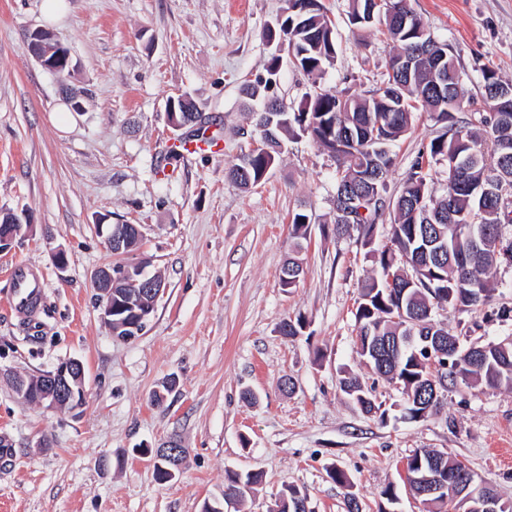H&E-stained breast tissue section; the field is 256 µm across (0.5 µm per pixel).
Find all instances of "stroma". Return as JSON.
Instances as JSON below:
<instances>
[{"label": "stroma", "mask_w": 512, "mask_h": 512, "mask_svg": "<svg viewBox=\"0 0 512 512\" xmlns=\"http://www.w3.org/2000/svg\"><path fill=\"white\" fill-rule=\"evenodd\" d=\"M62 2L65 15L48 24L43 0H0V209L29 226L0 254V365L28 375L79 359L85 399L74 412L50 409L0 380V436L12 445L0 458V512H202L229 469L260 477L239 512H274L288 486L307 492L309 512H348L351 497L360 512H383L389 486L397 512H426L403 481L408 457L423 449L462 461L512 502V387L461 384L438 413L408 421L401 388L358 355L359 289L377 268L357 234L329 229L335 160L298 136L257 185L226 177L255 134L242 90L265 73L274 52L266 32L285 0ZM321 3L335 21L336 57L317 80L282 60L274 92L295 109L322 89L382 87L394 51L379 25L351 24V0ZM408 4L463 75L459 118L476 119L489 109L483 69L512 82V0ZM37 28L68 48L70 75L49 73L28 52ZM73 91L82 111L59 113ZM181 94L201 107L218 151L172 156L165 110ZM441 132L415 112L392 147L389 193ZM298 211L311 218L299 241ZM101 220L138 226L130 259L164 283L129 342L100 318L93 274L120 261L96 230ZM296 249L304 273L286 288L281 268ZM19 264L40 278L42 311L14 304ZM494 281L488 312H438L451 334L473 325L485 342L512 336V265H498ZM297 317L302 334L282 336L280 323ZM348 374L374 387L383 416L343 392ZM171 438L187 462L161 483L134 450ZM334 468L346 485L330 478Z\"/></svg>", "instance_id": "35a3bbf8"}]
</instances>
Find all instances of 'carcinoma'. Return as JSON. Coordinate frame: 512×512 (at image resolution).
<instances>
[{
	"mask_svg": "<svg viewBox=\"0 0 512 512\" xmlns=\"http://www.w3.org/2000/svg\"><path fill=\"white\" fill-rule=\"evenodd\" d=\"M299 0H286V16L282 24L268 30V38H277L282 26L291 25L295 40V59L299 68L318 78L330 66L336 55L334 28L319 0H309L308 9H297ZM398 9L385 23L386 33L397 54L419 51L420 39L412 34V26L422 23L412 14L408 22L403 15L411 14L407 0H390ZM443 67L448 80L455 85L452 93L441 97L432 85L431 71L423 68L410 77L394 71L388 62L386 86L368 97H345L333 92H317L309 105L298 110L285 107L278 99L273 106L280 109L268 144L270 153L242 155L228 171V177L246 188L265 178L269 164L280 153V134L295 129L307 134L322 150L336 160V198L357 190L370 192L371 180L365 177L375 159L391 168L393 158L390 142L409 128L412 110L421 107L446 130L431 140L429 150L420 152L399 192L386 196V177L376 182L380 204L368 207L364 217H354L346 224L334 217L333 231L344 236L355 230L364 245L370 247L378 268L375 276L361 284L360 302L356 310L358 337L369 339L361 344L358 354L378 376L400 385L407 396L405 414L423 419L438 410L433 401L431 373L414 357L410 337L437 336L448 347L459 341L434 313L452 308L461 312L481 310L492 300L495 288L493 270L502 262L512 263V165L501 161L500 145L512 141V100L497 97L498 89L512 88V83L499 79L492 69L482 71L489 111L479 115V130L475 123L458 120L454 113L461 108L460 75L454 56L446 54ZM279 71V59L271 57L268 77L247 84L243 93L249 101H259L262 111H270L263 90ZM445 163V191L437 196L429 190L431 162ZM497 185L502 195L485 200L482 190ZM430 204L436 199L445 203V214L439 219L415 211L419 198ZM390 209L388 241L373 247L377 224L385 209ZM395 286H390L389 281ZM466 348L453 349L458 369L448 371V385L482 383L490 388L503 384L512 386V340L494 341L480 357L471 360L463 353ZM341 387L363 410L372 413L377 406L369 390L355 376L342 379ZM413 474L434 469L452 482L467 466L461 461L434 451H417L407 459ZM257 483L251 472L225 471L224 496L239 500ZM428 512H467L463 499L444 501L438 497L423 498ZM302 499L297 489L289 487L281 493L280 512H305L299 507Z\"/></svg>",
	"mask_w": 512,
	"mask_h": 512,
	"instance_id": "1",
	"label": "carcinoma"
}]
</instances>
